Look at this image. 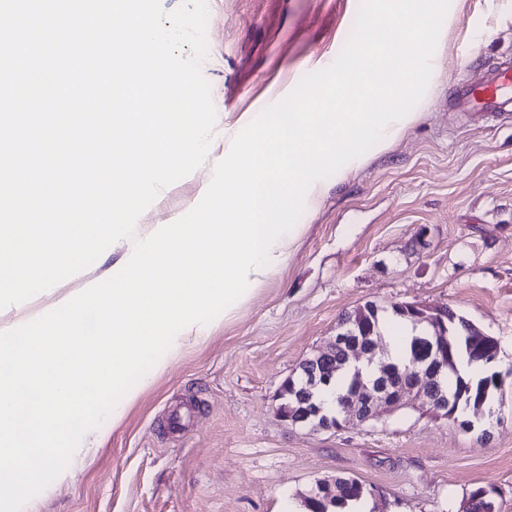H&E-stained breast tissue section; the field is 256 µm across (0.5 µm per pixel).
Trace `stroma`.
<instances>
[{"label":"stroma","instance_id":"1","mask_svg":"<svg viewBox=\"0 0 512 512\" xmlns=\"http://www.w3.org/2000/svg\"><path fill=\"white\" fill-rule=\"evenodd\" d=\"M360 0H208L209 153L161 190L135 233L195 207L249 114L337 57ZM512 55V0H451L418 121L346 182L327 178L287 267L229 323L154 376L119 423L73 456L36 512H285L322 479L353 477L370 512H458L478 488L512 512V112H457L472 59ZM118 241L87 269L0 310L19 327L112 275ZM372 301L450 306L498 342L497 419L471 430L411 408L338 429L278 416L282 388Z\"/></svg>","mask_w":512,"mask_h":512}]
</instances>
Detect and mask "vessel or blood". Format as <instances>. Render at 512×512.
<instances>
[{
  "mask_svg": "<svg viewBox=\"0 0 512 512\" xmlns=\"http://www.w3.org/2000/svg\"><path fill=\"white\" fill-rule=\"evenodd\" d=\"M460 112H504L512 106V56L488 66L481 78L460 79L452 92Z\"/></svg>",
  "mask_w": 512,
  "mask_h": 512,
  "instance_id": "vessel-or-blood-1",
  "label": "vessel or blood"
}]
</instances>
